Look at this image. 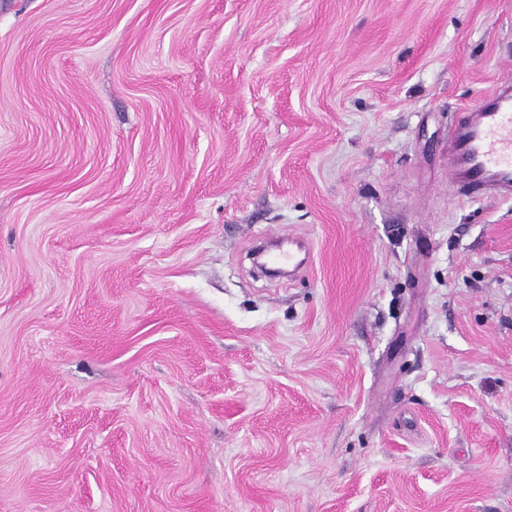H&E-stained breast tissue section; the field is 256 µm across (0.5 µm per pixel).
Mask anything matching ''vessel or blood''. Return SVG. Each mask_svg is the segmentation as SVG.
Listing matches in <instances>:
<instances>
[{
	"label": "vessel or blood",
	"instance_id": "1",
	"mask_svg": "<svg viewBox=\"0 0 512 512\" xmlns=\"http://www.w3.org/2000/svg\"><path fill=\"white\" fill-rule=\"evenodd\" d=\"M455 182L467 192L512 188V95L482 100L461 118L448 143Z\"/></svg>",
	"mask_w": 512,
	"mask_h": 512
}]
</instances>
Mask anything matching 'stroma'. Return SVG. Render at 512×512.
<instances>
[{
	"label": "stroma",
	"instance_id": "35a3bbf8",
	"mask_svg": "<svg viewBox=\"0 0 512 512\" xmlns=\"http://www.w3.org/2000/svg\"><path fill=\"white\" fill-rule=\"evenodd\" d=\"M510 83L512 0H0V512H512ZM455 182L467 192L512 189V94L483 99L459 121L448 143Z\"/></svg>",
	"mask_w": 512,
	"mask_h": 512
}]
</instances>
